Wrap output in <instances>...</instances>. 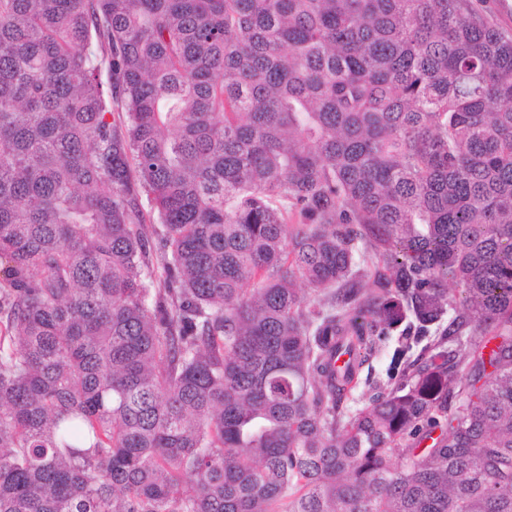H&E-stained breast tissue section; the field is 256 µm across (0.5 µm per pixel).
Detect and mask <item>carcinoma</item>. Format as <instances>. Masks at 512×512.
<instances>
[{
  "mask_svg": "<svg viewBox=\"0 0 512 512\" xmlns=\"http://www.w3.org/2000/svg\"><path fill=\"white\" fill-rule=\"evenodd\" d=\"M0 512H512V34L0 0Z\"/></svg>",
  "mask_w": 512,
  "mask_h": 512,
  "instance_id": "1",
  "label": "carcinoma"
}]
</instances>
